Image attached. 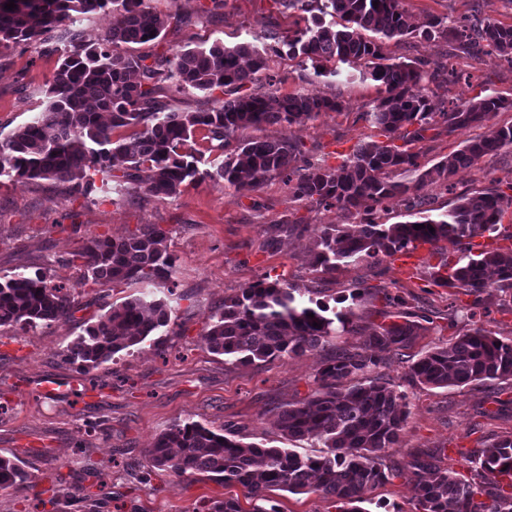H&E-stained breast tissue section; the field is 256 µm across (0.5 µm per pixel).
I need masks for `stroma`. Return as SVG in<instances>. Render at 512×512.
<instances>
[{"instance_id":"obj_1","label":"stroma","mask_w":512,"mask_h":512,"mask_svg":"<svg viewBox=\"0 0 512 512\" xmlns=\"http://www.w3.org/2000/svg\"><path fill=\"white\" fill-rule=\"evenodd\" d=\"M416 20L427 16L480 13L512 23V0H407ZM210 0H150L161 15L189 17L182 29L168 28L159 41L139 45L142 53L172 54L186 42L231 46L263 31L279 38L302 24L301 12H281L273 0H227L224 9L204 14ZM390 55L401 60L421 58L431 66H447L466 75L449 86L450 97L470 100L481 88L512 99V65L475 60L442 40L415 38L388 43ZM60 55L29 45L0 49V138L28 122L39 111ZM280 93L308 91L334 95L339 112H322L302 124L258 129L262 138L288 137L304 144L309 156L329 167L338 166L360 144L373 141L375 131L361 112L377 95L369 80L336 81L316 76L311 64L280 59L275 67ZM512 178V147L483 157L473 168L459 171L458 189L494 186ZM350 218L294 201L280 179L256 192H238L209 180L183 187L173 198L119 196L96 192L92 199L72 195L48 180H0V277L50 268L54 282L74 288L79 309L73 319L43 328L36 335L0 331V456L22 461L37 489L51 487L56 475L91 486L105 482L96 510L60 499L56 512H207L212 502L243 498L238 484H224L204 474L178 477L151 468L146 454L167 426L197 421L214 429L240 432L247 441L309 454L310 445L289 443L277 430L274 414L282 406L306 400L322 362L337 347L355 349L360 339L345 336L323 349L293 358L241 365L211 353L200 342L211 315L225 298L262 277L285 280L297 288H317L324 302L350 298L355 323H381L382 297L368 294L351 299L358 284L385 282L390 293L407 300V312L425 309L432 321L402 355L387 358L381 377L404 392L408 417L400 447L390 449L386 465H401L434 454L441 467H452L466 479L476 473L461 451L482 448L496 437L512 433V381H488L476 386L430 388L409 384L411 361L436 344L448 341V306H465L471 299L453 288L429 286L426 273L440 257L422 246L415 266L405 270L389 264L375 277L367 264H352L325 280L313 272L305 241L281 234L266 246L273 224H305L310 234L322 225L346 224ZM143 224L168 234L177 258L175 280L179 298L171 323L91 373L65 362L62 350L79 336L84 321L97 317L107 304L138 295L139 286L108 288L82 284L74 252L92 236L122 237ZM149 482H142V475ZM373 512H415L413 492L397 477L366 490Z\"/></svg>"}]
</instances>
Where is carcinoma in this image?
Masks as SVG:
<instances>
[{
  "mask_svg": "<svg viewBox=\"0 0 512 512\" xmlns=\"http://www.w3.org/2000/svg\"><path fill=\"white\" fill-rule=\"evenodd\" d=\"M378 5H373V2ZM287 10L311 14V23L294 31L282 44L288 56L311 62L316 76L341 74V68L359 71L379 87V97L361 118L386 141L357 147L335 168L313 160L302 145L287 138L244 135L263 125L303 123L321 112H339L334 96L275 90L280 80L271 75L277 47L260 50L250 41L207 47L185 44L172 55H135L133 45L158 39L169 20L157 14L148 0H14L4 9L0 0V49L20 45L62 42L63 60L46 89L42 111L0 139V178L55 180L73 195L86 199L97 190L115 186L120 196L133 194L163 199L181 187L209 179L238 192H257L279 177L289 197L317 208H335L360 218L359 228L327 224L309 239L313 271L334 277L350 263L379 268L395 254L414 251L422 244L446 241L466 261H441L427 272L428 284L456 288L473 297L466 308L467 328L457 329L458 308L448 306V328L453 338L435 346L409 367L411 382L432 388L512 381V341H503L477 324L489 307L512 305V245L500 246L499 225L512 209V180L499 181L479 192L455 195L454 206L442 215H429L421 195L426 182H439L454 191L452 178L461 169L504 147H512V125L474 137L430 169L422 170L421 154L413 146L427 132L453 134L485 125L507 101L496 94L467 102L443 100L433 111L430 95L456 81L454 72L432 68L415 58L400 61L384 52V45L407 39H441L476 57L512 65V24L491 17L474 19L431 16L417 24L406 0H274ZM119 19L98 40H87L74 28L77 16L107 7ZM373 33L367 37L366 33ZM266 78L267 88L258 86ZM177 92L186 89L222 91L204 112H168L159 100L161 83ZM126 134L114 137V132ZM220 150L223 160L209 168L194 147L196 130ZM402 141V145L395 141ZM415 173L405 182L399 174ZM398 199L409 212L422 215L414 223L384 224L383 203ZM434 231H429V228ZM476 237L493 247L475 250ZM80 261L82 280L99 285L140 284L166 288L168 298L148 292L111 304L97 320L86 323L63 350L65 360L89 373L171 322L169 298L175 296L176 257L167 246V234L145 224L125 237L93 236L67 262ZM279 281L259 279L241 293L224 299L201 334L214 353L241 364L296 357L324 347L346 334L360 335L352 352H336L314 377L315 389L304 402L290 403L277 414L276 427L290 441H307L316 449L301 455L290 448L264 447L243 441L238 432L220 433L197 421L174 422L147 449L153 466L177 476L209 473L226 483H237L256 501L252 512H278L266 492L280 489L298 494L307 489L340 504L339 512H370L364 491L391 477H404L412 486L416 512H512V435L502 436L463 457L481 482L466 481L454 470H440L427 459L416 458L402 468L386 469L384 459L400 443L407 419L405 394L375 375L381 354H400L423 330L426 314H412L399 323L388 313L389 324L367 329L352 320L349 309H336ZM78 310L72 289L55 283L48 270L17 272L0 280V328L27 335ZM318 326H313V323ZM62 494L92 501L80 485L59 478ZM32 490L31 475L18 459L0 456V491ZM486 499H481V496Z\"/></svg>",
  "mask_w": 512,
  "mask_h": 512,
  "instance_id": "cac0c4a2",
  "label": "carcinoma"
}]
</instances>
